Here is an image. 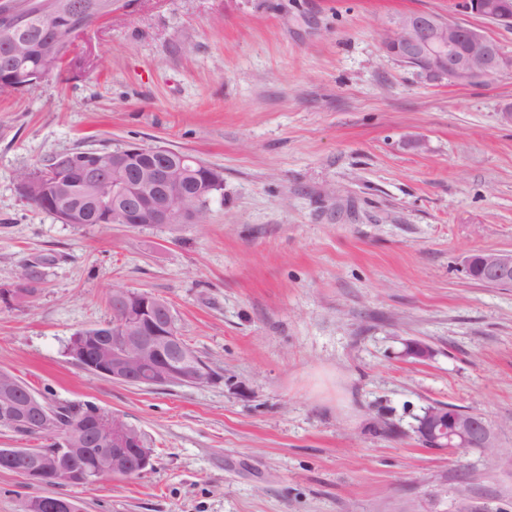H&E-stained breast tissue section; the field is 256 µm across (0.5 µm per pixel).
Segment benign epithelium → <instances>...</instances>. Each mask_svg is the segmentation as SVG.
<instances>
[{"instance_id":"7a95c632","label":"benign epithelium","mask_w":512,"mask_h":512,"mask_svg":"<svg viewBox=\"0 0 512 512\" xmlns=\"http://www.w3.org/2000/svg\"><path fill=\"white\" fill-rule=\"evenodd\" d=\"M461 10L499 25L511 24L495 0H463ZM385 50L415 69L427 82L443 80L473 83L512 69L495 39L484 32L428 12H407L393 17L382 35ZM172 150L163 145L128 143L112 151V164L102 159L85 174L90 184H106L110 194L98 195L92 210L72 207L64 197L71 182L56 184L59 218L67 224H126L130 227L199 223L200 213L184 205L203 198L208 185L188 184L175 167L160 164ZM182 163L219 181L222 171L194 156ZM469 274L480 273L492 286H512V250L475 252L465 260ZM71 355L82 368L113 381L136 385L202 386L215 380V370L195 357L180 334L168 302L155 295L126 288L112 289V321L78 332ZM0 423L11 429L39 432L45 448H0V457L21 458V474L47 488L57 484L81 487L105 477L130 473L140 476L153 466V451L141 447V432L114 414L96 412L84 424L86 435L77 439L62 433L55 421L41 412V402L21 392V382L9 374L0 378ZM429 448L469 449L485 452L498 447L496 433L476 413L432 405L424 409L416 428Z\"/></svg>"}]
</instances>
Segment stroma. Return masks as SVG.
Segmentation results:
<instances>
[{"label":"stroma","instance_id":"35a3bbf8","mask_svg":"<svg viewBox=\"0 0 512 512\" xmlns=\"http://www.w3.org/2000/svg\"><path fill=\"white\" fill-rule=\"evenodd\" d=\"M457 2L121 0L77 40L89 64L0 97V371L155 450L142 476L70 489L80 512H512V287L464 270L512 249V71L428 84L381 40L432 12L512 56V28ZM131 142L223 170L207 223L65 224L19 189L55 155ZM115 288L167 301L218 380L73 362ZM434 404L482 415L497 457L425 447Z\"/></svg>","mask_w":512,"mask_h":512}]
</instances>
